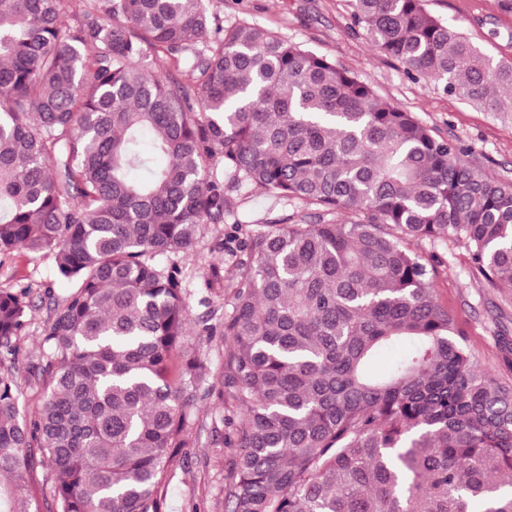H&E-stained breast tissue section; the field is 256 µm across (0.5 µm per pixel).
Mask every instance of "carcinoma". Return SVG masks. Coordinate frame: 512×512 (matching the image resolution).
<instances>
[{
    "instance_id": "carcinoma-1",
    "label": "carcinoma",
    "mask_w": 512,
    "mask_h": 512,
    "mask_svg": "<svg viewBox=\"0 0 512 512\" xmlns=\"http://www.w3.org/2000/svg\"><path fill=\"white\" fill-rule=\"evenodd\" d=\"M0 0V258L52 254L72 292L12 369L31 286L0 289V512H165L193 411L226 388L225 512H512V386L474 358L434 281L460 244L512 290V185L335 59L224 0ZM411 78L512 122V63L424 0H353ZM156 58L166 69L152 72ZM247 186L314 207L249 234L227 281L220 375L185 345L174 259ZM347 211L352 221H341ZM390 353L377 371L378 356ZM26 366V361L18 364L14 372V381L20 393L22 410L25 414L31 415L37 409V402L34 399L36 389H34L33 378L29 375ZM30 499L33 512H49L53 509L55 476L47 466H39L29 479Z\"/></svg>"
}]
</instances>
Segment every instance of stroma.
<instances>
[{"instance_id":"stroma-1","label":"stroma","mask_w":512,"mask_h":512,"mask_svg":"<svg viewBox=\"0 0 512 512\" xmlns=\"http://www.w3.org/2000/svg\"><path fill=\"white\" fill-rule=\"evenodd\" d=\"M434 15L454 21L494 59L512 61V13L498 0H425ZM353 0H224L225 25L248 21L263 25L291 42L334 58L380 96L412 112L436 136L453 139L474 150L475 161L512 184V123L495 119L487 110L446 93L441 85L406 76L402 67L380 56L351 30ZM240 220L262 224L289 213L306 220L311 209L302 203L284 205L273 196L249 189L232 196ZM228 224L205 225L190 254L179 256L190 298V315H205L208 307L223 308L224 290H205L211 265L227 261L220 244L231 238ZM445 266L435 281L439 301L466 335L474 357L490 367L500 382L512 384V293L473 278L468 253L455 245L443 252ZM31 284L29 324L18 338L22 353L40 354L49 315L46 293L61 298L71 289L54 273L48 253H18L0 262V286ZM231 398L213 394L202 401L187 431L186 464L176 469L164 489L166 512H225L224 489L232 478L229 451L223 440L225 418L234 416Z\"/></svg>"}]
</instances>
